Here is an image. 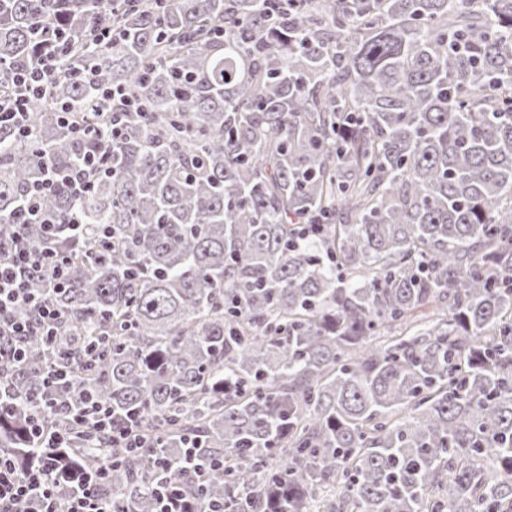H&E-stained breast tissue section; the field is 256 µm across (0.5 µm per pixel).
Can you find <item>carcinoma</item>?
I'll list each match as a JSON object with an SVG mask.
<instances>
[{
  "instance_id": "obj_1",
  "label": "carcinoma",
  "mask_w": 512,
  "mask_h": 512,
  "mask_svg": "<svg viewBox=\"0 0 512 512\" xmlns=\"http://www.w3.org/2000/svg\"><path fill=\"white\" fill-rule=\"evenodd\" d=\"M51 49L54 100L140 106L86 196L41 201L70 254L67 395L135 416L201 509L308 512L331 485L329 512H512V0H0L1 90ZM30 112L27 137L0 125V231L37 244L27 189L100 140ZM48 361L34 339L10 378L21 461ZM48 424L69 480L112 452ZM158 480L127 455L102 490L158 512Z\"/></svg>"
}]
</instances>
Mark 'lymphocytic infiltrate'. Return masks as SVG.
Listing matches in <instances>:
<instances>
[{
  "label": "lymphocytic infiltrate",
  "mask_w": 512,
  "mask_h": 512,
  "mask_svg": "<svg viewBox=\"0 0 512 512\" xmlns=\"http://www.w3.org/2000/svg\"><path fill=\"white\" fill-rule=\"evenodd\" d=\"M66 73L63 60L49 52L31 66L18 69L9 94L0 100V124H10L19 136H29L30 103L48 100L55 82ZM104 157V152L90 149L77 165L62 171L47 169L43 179L29 188L26 213L30 220L45 226L40 244H31L17 231L6 238L0 236V418L14 410L6 370L25 359L29 338H40L57 356L42 373L43 389L36 395L39 411L26 421L27 435L41 450L39 457L24 464L0 452V512H16L17 505L24 501L37 503L39 512H113L100 494L102 482L112 471L111 460H104L82 483L65 486L55 467V451L65 447L66 440L47 427L45 418L49 415L69 416L74 428L87 432L91 444L105 439L110 447L126 454L147 452L152 470L165 472L171 468L169 460L149 451L148 438L132 418L115 414L106 402L94 396L79 406L64 396L60 387L68 376L61 365L69 354L62 339L66 318L59 308L36 297L29 288L36 279L48 281L54 289L65 287L69 263L57 246L53 217L41 210V197L59 184L74 196L84 195L101 171Z\"/></svg>",
  "instance_id": "f902f5d3"
}]
</instances>
